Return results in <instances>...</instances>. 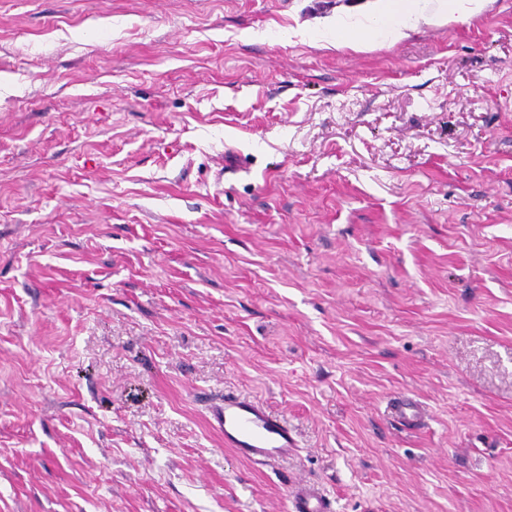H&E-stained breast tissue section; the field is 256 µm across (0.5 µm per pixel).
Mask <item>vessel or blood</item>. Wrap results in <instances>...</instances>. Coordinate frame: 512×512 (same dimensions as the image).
<instances>
[{"label":"vessel or blood","instance_id":"vessel-or-blood-1","mask_svg":"<svg viewBox=\"0 0 512 512\" xmlns=\"http://www.w3.org/2000/svg\"><path fill=\"white\" fill-rule=\"evenodd\" d=\"M388 412L406 427L422 422L418 406L403 399L391 402ZM214 420L225 447L233 449L242 459L273 463L295 457L298 452L294 431L284 416L258 399L225 395L223 404L214 412ZM287 509L288 512H332L330 500L312 483L289 486Z\"/></svg>","mask_w":512,"mask_h":512}]
</instances>
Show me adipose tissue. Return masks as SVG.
Segmentation results:
<instances>
[{"label": "adipose tissue", "instance_id": "obj_1", "mask_svg": "<svg viewBox=\"0 0 512 512\" xmlns=\"http://www.w3.org/2000/svg\"><path fill=\"white\" fill-rule=\"evenodd\" d=\"M491 0H370L374 22L358 29L348 16L336 14L324 19L321 47L362 49L365 43L382 38L404 39L424 25L463 22L482 14Z\"/></svg>", "mask_w": 512, "mask_h": 512}]
</instances>
